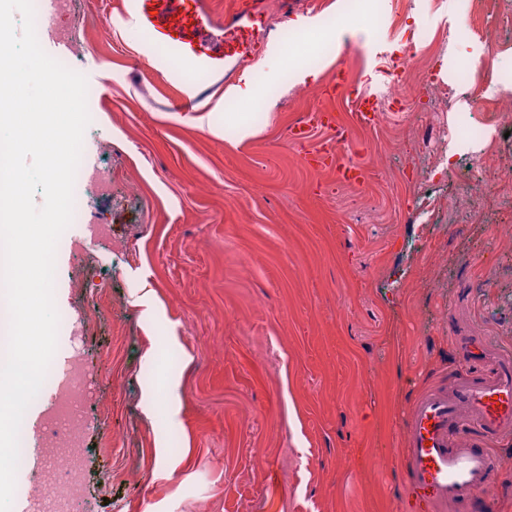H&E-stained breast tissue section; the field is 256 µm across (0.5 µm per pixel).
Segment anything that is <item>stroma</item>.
Instances as JSON below:
<instances>
[{
	"instance_id": "stroma-1",
	"label": "stroma",
	"mask_w": 512,
	"mask_h": 512,
	"mask_svg": "<svg viewBox=\"0 0 512 512\" xmlns=\"http://www.w3.org/2000/svg\"><path fill=\"white\" fill-rule=\"evenodd\" d=\"M82 7L88 150L112 183L85 203L108 226L95 258L110 286L87 301L60 251L54 299L89 342L90 512H402V422L456 369L449 334L512 350V136L449 156L435 178L415 144L456 115L447 98L364 127L323 90L341 65L380 92L408 48L448 89L490 53L499 91L478 89L472 117L512 110V41H485L512 0H308L287 24L301 53L279 49L237 80L258 121L230 90L208 111H170L120 0ZM352 9L344 38L332 22ZM315 109L347 129L336 156L368 168L363 185L308 163L334 130L290 142Z\"/></svg>"
}]
</instances>
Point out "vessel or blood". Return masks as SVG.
<instances>
[{
	"label": "vessel or blood",
	"mask_w": 512,
	"mask_h": 512,
	"mask_svg": "<svg viewBox=\"0 0 512 512\" xmlns=\"http://www.w3.org/2000/svg\"><path fill=\"white\" fill-rule=\"evenodd\" d=\"M120 16L143 35L139 59L175 86V112L200 111L205 95L180 78L173 61L223 76L229 86L243 66L264 56L279 40L263 0H239L220 21L202 0H121ZM325 94L353 95L358 122L374 123L376 99L352 94L344 67H337ZM315 125L335 128L336 116L326 110L308 113L290 128V139L305 142ZM312 161L335 167L337 179L349 185L362 184L367 176L360 163L336 165L331 145L315 153ZM453 342L462 359L453 387L423 390L404 423L398 457L404 512H468L473 505L481 512H498L488 490L504 465L488 445L512 433V355L468 336L454 337Z\"/></svg>",
	"instance_id": "obj_1"
}]
</instances>
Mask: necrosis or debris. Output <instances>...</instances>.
<instances>
[{
  "label": "necrosis or debris",
  "mask_w": 512,
  "mask_h": 512,
  "mask_svg": "<svg viewBox=\"0 0 512 512\" xmlns=\"http://www.w3.org/2000/svg\"><path fill=\"white\" fill-rule=\"evenodd\" d=\"M415 57L405 53L395 58L386 73L382 95L389 105L400 111L413 109L417 96L436 97L440 83L429 73H414ZM60 332L70 334V350L65 370L50 366L45 384L50 390V407L40 421L34 438L20 437V447L36 445L43 460L38 471L19 464L17 473L23 478L21 488L32 512H85L87 500L85 473L87 450L83 438L86 392L83 381V339L73 333L69 318L59 321Z\"/></svg>",
  "instance_id": "4bbe7bcc"
}]
</instances>
